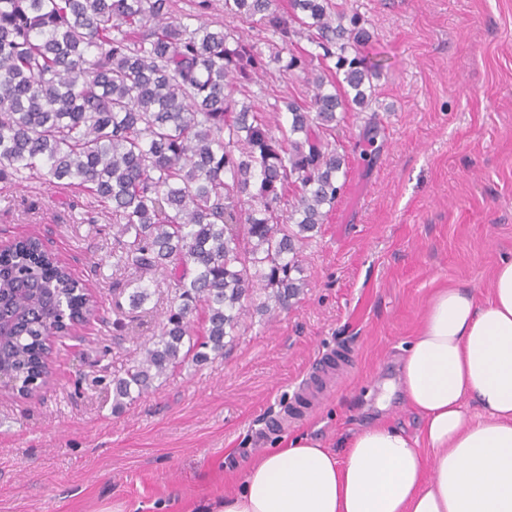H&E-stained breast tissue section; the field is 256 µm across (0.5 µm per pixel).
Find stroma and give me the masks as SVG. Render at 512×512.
<instances>
[{"label": "stroma", "instance_id": "obj_1", "mask_svg": "<svg viewBox=\"0 0 512 512\" xmlns=\"http://www.w3.org/2000/svg\"><path fill=\"white\" fill-rule=\"evenodd\" d=\"M379 63L366 109L340 134L343 194L300 260L288 310L248 313L226 357L188 364L112 411V379L159 333L164 271L129 315L112 214L45 179L0 182V247L36 232L101 302L28 398L0 392V512H206L238 490L249 457L299 436L337 455L361 427L416 433L400 395L377 400L443 288L486 298L512 258V0H342ZM334 354L326 389L296 391Z\"/></svg>", "mask_w": 512, "mask_h": 512}]
</instances>
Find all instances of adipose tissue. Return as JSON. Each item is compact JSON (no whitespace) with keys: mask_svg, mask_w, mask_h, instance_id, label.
<instances>
[{"mask_svg":"<svg viewBox=\"0 0 512 512\" xmlns=\"http://www.w3.org/2000/svg\"><path fill=\"white\" fill-rule=\"evenodd\" d=\"M396 393L416 434L372 423L341 457L298 437L251 461L217 512H512V259L485 301L466 288L435 294L381 402Z\"/></svg>","mask_w":512,"mask_h":512,"instance_id":"adipose-tissue-1","label":"adipose tissue"}]
</instances>
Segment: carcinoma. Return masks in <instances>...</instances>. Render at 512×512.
Wrapping results in <instances>:
<instances>
[{
    "instance_id": "carcinoma-1",
    "label": "carcinoma",
    "mask_w": 512,
    "mask_h": 512,
    "mask_svg": "<svg viewBox=\"0 0 512 512\" xmlns=\"http://www.w3.org/2000/svg\"><path fill=\"white\" fill-rule=\"evenodd\" d=\"M182 14L175 0H0V180L39 171L112 209L116 264L144 278L169 271L160 332L112 378L120 414L155 381L224 357L256 313L292 306L306 286L299 259L346 184L338 151L341 91L363 109L380 65L358 47L370 33L333 0H213ZM195 16L199 24L186 19ZM305 40L314 50L293 51ZM322 64V71L314 62ZM306 75L309 102L284 98L285 119L250 102L271 63ZM99 308L38 236L0 251V372L22 389L47 374L48 342ZM202 312L205 334L192 317Z\"/></svg>"
}]
</instances>
